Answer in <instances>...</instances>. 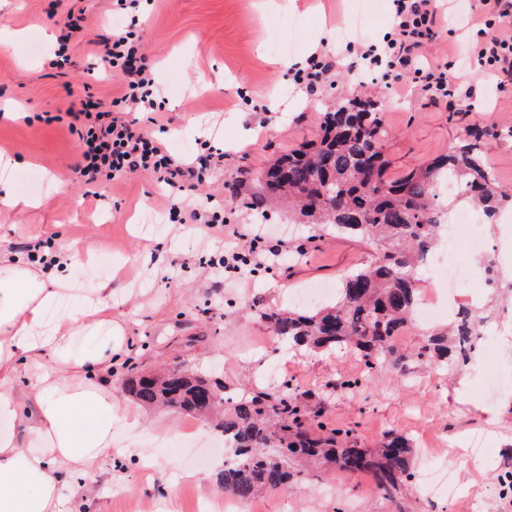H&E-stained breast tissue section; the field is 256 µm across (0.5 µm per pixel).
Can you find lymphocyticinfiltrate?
Wrapping results in <instances>:
<instances>
[{
    "label": "lymphocytic infiltrate",
    "instance_id": "f902f5d3",
    "mask_svg": "<svg viewBox=\"0 0 512 512\" xmlns=\"http://www.w3.org/2000/svg\"><path fill=\"white\" fill-rule=\"evenodd\" d=\"M117 11L129 16V23L113 28L103 41L99 54L104 72L119 75L120 90L110 105H103L93 93H86L78 107L65 115L46 114L50 125L66 120L74 135L77 160L73 172L86 186H101L129 175L145 172L157 181L178 186L181 194L170 200L169 214L182 223L204 232L224 221V211L210 201L193 199L196 184L205 181V166L186 163L162 148L154 135L127 120V113L161 111L164 97L156 82L154 63L145 52L134 13L141 0H114ZM393 32L382 45L358 47L357 58L348 62L357 67L378 70L381 78L399 79L411 75L418 91L434 108L469 112L474 108V92L452 80L448 65L427 58L428 46L441 41L448 32V12L441 0H393ZM470 61L480 65L496 83L512 81V0H480L463 26ZM230 245L225 272L245 278L251 265L261 266L277 257L276 248L264 250L243 247L237 231H229Z\"/></svg>",
    "mask_w": 512,
    "mask_h": 512
}]
</instances>
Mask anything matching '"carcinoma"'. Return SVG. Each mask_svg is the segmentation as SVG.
Listing matches in <instances>:
<instances>
[{"instance_id": "obj_1", "label": "carcinoma", "mask_w": 512, "mask_h": 512, "mask_svg": "<svg viewBox=\"0 0 512 512\" xmlns=\"http://www.w3.org/2000/svg\"><path fill=\"white\" fill-rule=\"evenodd\" d=\"M385 112L378 96H337L315 137L255 173L257 189L243 199L245 208L260 214L281 199L288 215L312 225L319 236L336 235L377 250L370 263L344 275L331 308L317 314L258 308L275 335L297 346L354 351L364 366L362 379L343 380L342 387H359L386 367L403 376L415 363L467 365L474 360L473 336L479 324L494 319L491 313L462 308L448 331L429 334L413 352L400 351L396 339L413 324L422 270L440 240L441 217L459 203L478 208L486 224L512 210V192L497 185L486 165L490 150L512 138V129L489 132L465 123L448 150L392 176L385 155L391 138ZM445 179L458 186L446 200L439 191ZM204 380L186 365L173 381L162 373L149 381L135 373L123 388L147 407L194 416L222 414L218 428L231 440L235 462L224 466L217 480L242 501L264 491L289 490L300 463L366 472L392 504L406 495L415 478L414 448L402 434L389 432L377 447L365 448L349 435L313 432L312 423L325 408L287 383L227 398L216 392L210 400L198 388Z\"/></svg>"}]
</instances>
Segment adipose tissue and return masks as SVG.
<instances>
[{"label": "adipose tissue", "mask_w": 512, "mask_h": 512, "mask_svg": "<svg viewBox=\"0 0 512 512\" xmlns=\"http://www.w3.org/2000/svg\"><path fill=\"white\" fill-rule=\"evenodd\" d=\"M94 258L93 247L65 244L48 269L0 259V420L13 425L0 435V512H56L61 481L98 468L116 445L118 420H141L119 409L106 382L122 338L110 284L83 289L73 310L50 314L76 291L71 267Z\"/></svg>", "instance_id": "obj_1"}]
</instances>
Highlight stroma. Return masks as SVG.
<instances>
[{
    "mask_svg": "<svg viewBox=\"0 0 512 512\" xmlns=\"http://www.w3.org/2000/svg\"><path fill=\"white\" fill-rule=\"evenodd\" d=\"M352 0H144L143 43L155 61L165 97L158 138L186 160L204 145L224 154L219 169L195 191L224 201V221L196 233L167 218L168 186L148 175L107 184L101 198L84 196L71 169L76 143L67 125L41 122L44 112H67L92 92L111 103L119 78L102 77L95 52L100 36L120 25L112 0H98L83 36L72 39L71 63L57 68L47 43L67 11L85 0H0V29L21 32L0 41V155L11 162L0 187L26 206L0 209V249L27 258L31 245L55 250L66 241L94 243L97 260L76 264L73 279L91 286L111 280L112 317L123 328L121 358L110 375L120 406L140 409L135 429L119 428L118 454L88 477L61 483L60 512H224L216 481L224 449L207 421L139 407L121 387L123 363L149 369L186 364L220 383L225 396L242 386L289 382L325 400L327 427L352 431L373 447L386 432L413 441L417 465L434 459L459 483L457 494L424 493L412 484L402 505L414 512H512L502 480L512 470V335L495 337L488 360L477 365L418 368L406 377L381 369L357 389L329 390L328 382L360 377L359 358L345 349L314 352L273 335L253 300L279 309L315 311L333 304L344 274L371 261L372 247L329 237L307 241L304 224L279 210L264 224L226 189L239 171L257 172L276 155L298 148L319 128L338 91L382 90L393 137L386 154L393 173L445 151L458 131L447 113L419 91L398 96L366 76L342 87L308 91L295 79L297 64L316 52L347 58L338 34L351 18ZM220 72L223 87L195 94L198 72ZM468 121L512 127V85L483 82ZM280 106L267 108L269 97ZM243 240L262 235L278 247V264L245 281L224 279L211 260L224 253V229ZM249 512H391L366 473L303 469L293 492L272 490L248 501Z\"/></svg>",
    "mask_w": 512,
    "mask_h": 512,
    "instance_id": "35a3bbf8",
    "label": "stroma"
}]
</instances>
